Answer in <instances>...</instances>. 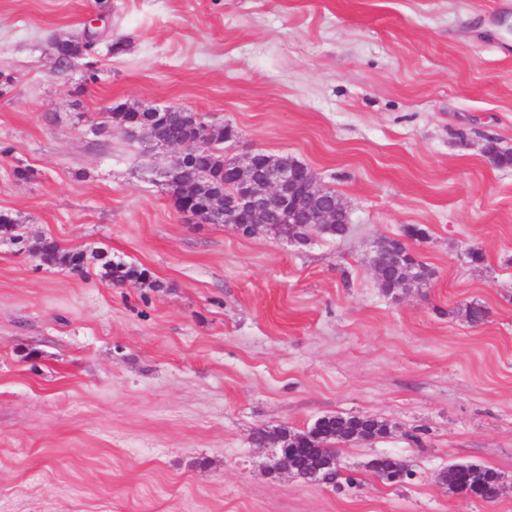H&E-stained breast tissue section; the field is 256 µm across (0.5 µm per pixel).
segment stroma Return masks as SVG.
I'll use <instances>...</instances> for the list:
<instances>
[{
  "label": "stroma",
  "mask_w": 512,
  "mask_h": 512,
  "mask_svg": "<svg viewBox=\"0 0 512 512\" xmlns=\"http://www.w3.org/2000/svg\"><path fill=\"white\" fill-rule=\"evenodd\" d=\"M116 104L230 127V159L295 156L348 232L190 220ZM491 143L512 151L494 0H0V512H512V166ZM412 225L431 277L386 293L375 243ZM45 238L84 271L41 265ZM336 413L393 431L339 445L337 485L269 475L254 432ZM382 454L408 477L379 480ZM457 462L502 492H449ZM368 467L377 478L387 483H389L388 477L393 469L400 468L405 472L407 471V466L403 460L390 455L373 458L369 461Z\"/></svg>",
  "instance_id": "1"
}]
</instances>
